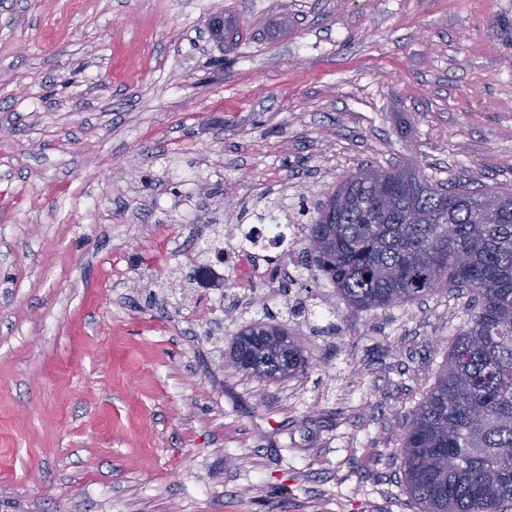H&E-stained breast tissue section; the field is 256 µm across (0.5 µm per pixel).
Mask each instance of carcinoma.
I'll return each instance as SVG.
<instances>
[{
  "mask_svg": "<svg viewBox=\"0 0 512 512\" xmlns=\"http://www.w3.org/2000/svg\"><path fill=\"white\" fill-rule=\"evenodd\" d=\"M303 267L314 265L350 306L420 300L440 285L469 295V318L406 419L402 482L420 512L512 508V191L432 182L416 166L363 167L317 203ZM235 336L232 369L280 380L306 366L301 338L266 314Z\"/></svg>",
  "mask_w": 512,
  "mask_h": 512,
  "instance_id": "1",
  "label": "carcinoma"
}]
</instances>
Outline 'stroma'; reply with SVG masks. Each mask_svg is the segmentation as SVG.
Returning a JSON list of instances; mask_svg holds the SVG:
<instances>
[{
	"instance_id": "stroma-1",
	"label": "stroma",
	"mask_w": 512,
	"mask_h": 512,
	"mask_svg": "<svg viewBox=\"0 0 512 512\" xmlns=\"http://www.w3.org/2000/svg\"><path fill=\"white\" fill-rule=\"evenodd\" d=\"M72 2L0 0V512H416L401 424L465 295L281 270L202 321L158 270L370 164L512 189V0ZM268 311L304 372L226 370Z\"/></svg>"
}]
</instances>
